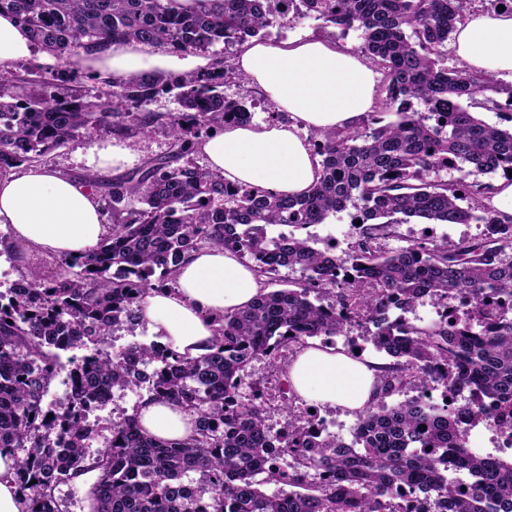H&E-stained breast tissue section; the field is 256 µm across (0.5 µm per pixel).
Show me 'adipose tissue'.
<instances>
[{
    "label": "adipose tissue",
    "instance_id": "ef3b65f1",
    "mask_svg": "<svg viewBox=\"0 0 512 512\" xmlns=\"http://www.w3.org/2000/svg\"><path fill=\"white\" fill-rule=\"evenodd\" d=\"M455 56L470 70L512 77V13L472 12L453 34ZM33 40L12 14H0V69L31 57ZM78 66L128 80L155 71L185 74L209 59L181 56L130 43L82 55ZM235 66L253 88L290 116L289 122L227 125L204 141L201 152L212 172L227 183L247 184L278 195L301 196L319 178L320 163L306 131L353 127L376 104L378 73L358 54L325 39L272 44L246 42ZM11 232V249L21 267L33 254L70 257L94 250L109 234L89 181L47 166H30L0 177V227ZM261 292L250 264L221 247L193 253L172 289H154L140 313L160 343L195 358L209 352L214 318L250 304ZM293 389L306 400L361 410L377 392L376 372L332 347L303 348L289 367ZM137 415L144 431L159 440L193 435L190 416L175 406L143 399Z\"/></svg>",
    "mask_w": 512,
    "mask_h": 512
}]
</instances>
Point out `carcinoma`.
I'll list each match as a JSON object with an SVG mask.
<instances>
[{"label": "carcinoma", "instance_id": "carcinoma-1", "mask_svg": "<svg viewBox=\"0 0 512 512\" xmlns=\"http://www.w3.org/2000/svg\"><path fill=\"white\" fill-rule=\"evenodd\" d=\"M470 3L194 0L177 9L173 0H0V12L15 15L60 60L132 41L172 53L217 43L240 48L289 16L354 29L366 58L385 73L380 109L397 115L383 125L373 117L315 133L319 179L303 196H280L230 185L192 163L203 136L253 118L245 102L224 96L238 73L221 53L200 72L109 80L96 100L72 88L66 69L0 71V176L101 127L128 137L162 127L170 136L168 155L110 184L112 233L94 251L60 259L57 279L21 271L22 287L0 291V452L16 460L27 512H63L58 487L89 472L91 512H512V461L469 453L463 428L488 415L512 436V315L493 307L496 299L512 302V216L484 203L492 184L467 181L512 170V129L469 110L481 97L512 112V85L440 65ZM18 82L60 92L19 98L9 93ZM173 91L180 111L150 110ZM452 169L461 176L445 178ZM350 205L362 230L347 265L308 237L267 232L276 224H323ZM413 218L484 231L453 244L378 246L391 225ZM206 246L248 258L260 277L297 267L302 278L216 316L214 343L199 357L152 342L97 358L99 343L139 324L143 297L176 283L180 264ZM456 294L472 303L464 318L450 321L445 311L418 326L390 317ZM353 329L393 363L381 368L375 398L356 412L351 441L314 437L308 419L272 431L259 395L241 391L247 369L261 359L276 365L309 338ZM61 351L73 352L67 366ZM64 369L66 403L46 410L44 398ZM429 383L448 390V401L420 395L386 403ZM137 387L191 416L192 438L155 440L128 413L106 426L87 422L104 390ZM98 438L104 446L87 453ZM284 453L292 459L287 470L279 464Z\"/></svg>", "mask_w": 512, "mask_h": 512}]
</instances>
